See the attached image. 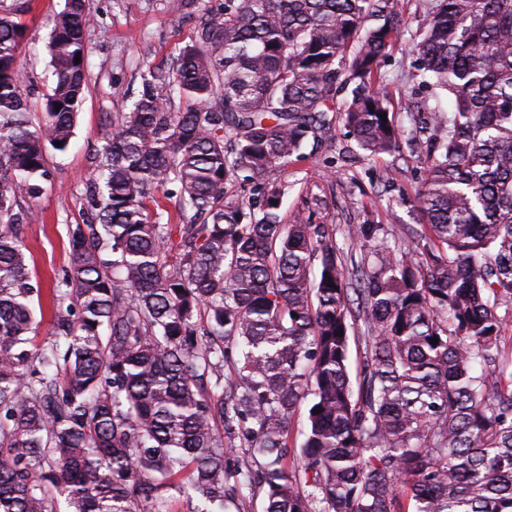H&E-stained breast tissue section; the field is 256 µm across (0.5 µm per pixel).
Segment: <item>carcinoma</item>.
<instances>
[{
    "label": "carcinoma",
    "mask_w": 512,
    "mask_h": 512,
    "mask_svg": "<svg viewBox=\"0 0 512 512\" xmlns=\"http://www.w3.org/2000/svg\"><path fill=\"white\" fill-rule=\"evenodd\" d=\"M168 7L192 37L95 150L48 343L16 206L70 144L91 18L86 0L54 18L36 124L25 9L0 7V512H171L177 495L191 512H512V0H429L409 77L435 104L406 131L378 74L397 0ZM338 119L369 156L405 134L424 154L408 248L354 225L347 264L332 226L281 222L267 174Z\"/></svg>",
    "instance_id": "1"
}]
</instances>
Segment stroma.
<instances>
[{
	"label": "stroma",
	"mask_w": 512,
	"mask_h": 512,
	"mask_svg": "<svg viewBox=\"0 0 512 512\" xmlns=\"http://www.w3.org/2000/svg\"><path fill=\"white\" fill-rule=\"evenodd\" d=\"M24 4L27 33L20 67L28 80L34 120H41V105L55 83L49 65L52 20L65 0H1ZM167 0H87L92 16L86 39L85 66L89 92L77 117L74 136L65 152H51V176L42 196L33 204L32 220L21 227L30 268L40 285V304L60 281L70 262L69 236L75 225L87 223L85 190L94 173L93 155L112 133V117L123 111L147 67H163L188 42L194 18L168 11ZM428 0H398L403 17L393 49L380 63V82L396 121H404L410 102L428 96L409 81L410 50ZM301 162L272 173L285 185L279 210L283 221L301 216L309 224H330L336 246L349 257L348 228L378 224L389 244L410 242L419 226L414 198L426 164L409 145L379 157L363 155L346 136L343 126L308 145Z\"/></svg>",
	"instance_id": "stroma-1"
}]
</instances>
